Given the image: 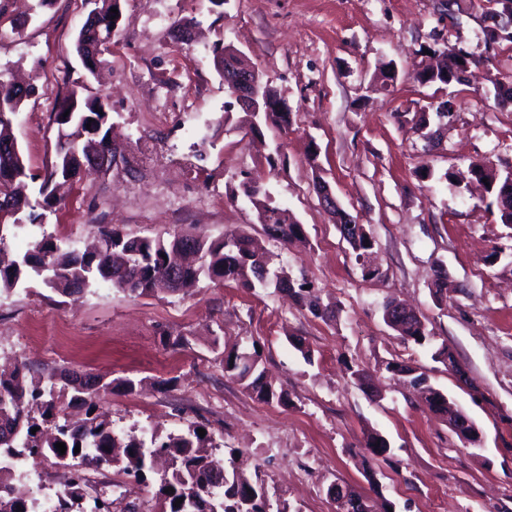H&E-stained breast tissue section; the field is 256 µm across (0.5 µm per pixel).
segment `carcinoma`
I'll return each mask as SVG.
<instances>
[{"label":"carcinoma","mask_w":512,"mask_h":512,"mask_svg":"<svg viewBox=\"0 0 512 512\" xmlns=\"http://www.w3.org/2000/svg\"><path fill=\"white\" fill-rule=\"evenodd\" d=\"M116 0H100L94 21H85L74 42V51L92 57L79 89L71 90L61 106L76 101V109L63 116L56 114L58 125L55 155L44 174L28 173L22 152H0V292L10 293L30 281H39L63 297H72L102 283L133 296L169 294L200 279L213 283L234 281L248 290L270 285L288 293L296 303L312 315L325 318L328 308L320 298L305 289L306 283L297 282L288 272L270 268V258L258 252L252 237L236 230L210 239L185 230H175L164 238L130 236L112 227L99 230L98 245L94 250L81 251L64 247L51 235L44 234L33 242L26 253L7 251V233L15 234L27 226L42 227L45 212L57 205L54 187L58 181H74L83 172L97 168L95 157L112 152L105 126L109 113L101 97L88 94L78 96V90L89 89L95 76L101 48L118 36L120 26L111 20V7ZM482 8L492 24L483 29L488 45L511 41L512 0H483ZM470 60L458 62L457 57L442 60V70L431 83L447 85L463 82L462 74ZM31 87L9 78L0 70V146L14 141V116L20 112ZM98 119L101 128L97 138L83 135L89 116ZM467 176L478 182L487 179L486 191L495 197L506 196L512 208V171L501 174L487 160L469 164ZM41 179L39 199L30 198V185ZM245 194L258 210V221L270 238L284 243L305 238L303 226L287 216V211L271 202L258 200L261 189L247 186ZM356 258L361 259L372 249L370 234L366 231L346 238ZM391 328L407 341L429 345L433 341L421 317L406 316ZM261 354L257 347L235 349L224 354V372L236 378L247 390L267 402H282L284 394L264 381ZM386 370L410 376L412 385L419 387L423 405L443 420H448V396L426 383V378L414 375V369L399 363H389ZM112 390V382L90 373L64 370L43 378L27 365L13 370H0V512H27L26 500L11 491L14 481L13 459L27 454L72 470V478L63 495L58 497L55 512H85L84 502L96 491L86 469L111 468L117 474L145 480V471L154 468L158 457L168 463L163 471L156 493L155 512H287L278 490L268 484L259 471H246L239 454L232 451L228 465L211 459L206 451L207 439L199 435L201 425L191 424L180 434H161L152 431L141 435H120L112 424L93 414L94 399L100 392ZM70 395L69 403L86 408V419L80 424L68 420L57 422L60 411L57 394ZM39 412L42 421L53 423V429L31 432L38 426L33 412ZM66 446L65 454L55 448ZM80 452H74L75 447ZM183 502L176 503L177 499Z\"/></svg>","instance_id":"carcinoma-1"}]
</instances>
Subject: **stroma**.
<instances>
[{
    "label": "stroma",
    "mask_w": 512,
    "mask_h": 512,
    "mask_svg": "<svg viewBox=\"0 0 512 512\" xmlns=\"http://www.w3.org/2000/svg\"><path fill=\"white\" fill-rule=\"evenodd\" d=\"M441 3L125 0L121 32L98 68L125 161L67 186L48 231L81 249L102 225L151 238L243 230L335 315L316 318L275 288L233 282L141 297L107 283L63 297L31 282L0 293V368L18 361L45 377L66 369L133 379L134 389L97 401L116 432L203 424L216 457L248 453L288 512H336L327 494L335 482L395 512H512V224L494 196L444 178L482 159L512 169V102L490 81L512 73V44L485 47L478 0H458L453 21ZM87 14L82 0H0V67L35 88L13 122L32 173L52 158L55 114L84 74L73 42ZM177 19L197 23L188 43L169 33ZM225 46L286 101L287 125L265 123L255 136L247 113L228 108L214 67ZM460 49L479 58L465 84L415 80L436 55ZM390 61L399 78L386 88L378 73ZM318 174L370 233L367 261L322 206ZM250 181L302 224L305 242L264 237L243 194ZM441 267L453 284L443 302L433 294ZM392 299L426 318L463 376L386 325ZM179 336L184 345H173ZM251 344L287 403L263 402L225 374V352ZM392 361L447 393L480 429L481 448L464 447L386 371ZM371 433L389 442V460L367 453Z\"/></svg>",
    "instance_id": "stroma-1"
}]
</instances>
